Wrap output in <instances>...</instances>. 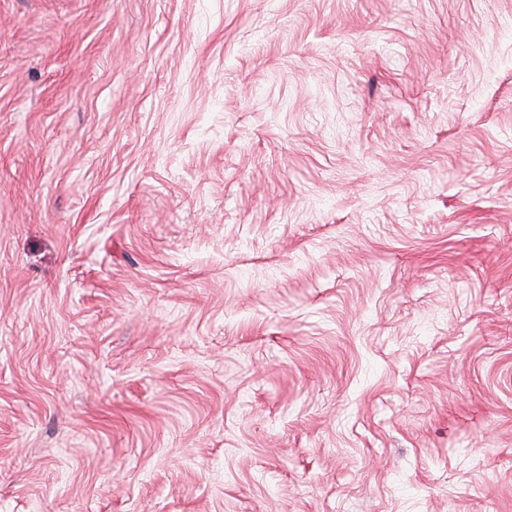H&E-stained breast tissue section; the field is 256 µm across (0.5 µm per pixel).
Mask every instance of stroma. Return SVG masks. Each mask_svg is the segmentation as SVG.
<instances>
[{
  "label": "stroma",
  "instance_id": "obj_1",
  "mask_svg": "<svg viewBox=\"0 0 512 512\" xmlns=\"http://www.w3.org/2000/svg\"><path fill=\"white\" fill-rule=\"evenodd\" d=\"M0 512H512V0H0Z\"/></svg>",
  "mask_w": 512,
  "mask_h": 512
}]
</instances>
